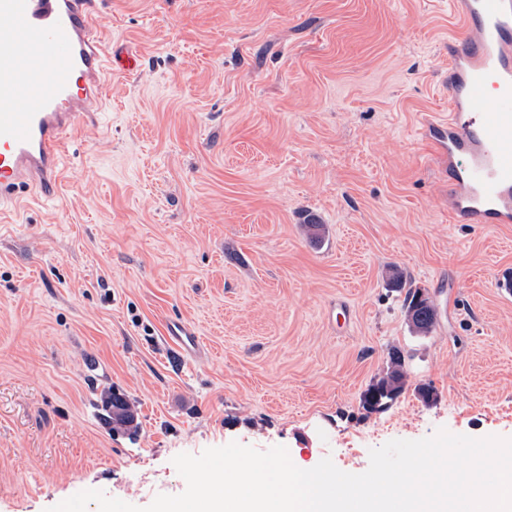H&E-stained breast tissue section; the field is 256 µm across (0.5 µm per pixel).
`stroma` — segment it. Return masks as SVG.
Returning <instances> with one entry per match:
<instances>
[{
	"label": "stroma",
	"instance_id": "stroma-1",
	"mask_svg": "<svg viewBox=\"0 0 512 512\" xmlns=\"http://www.w3.org/2000/svg\"><path fill=\"white\" fill-rule=\"evenodd\" d=\"M98 10L107 110L57 200L0 218V512L86 489L145 507L184 492L176 455L233 441L357 474L441 428L512 439V224L450 223L420 134L448 115L451 0ZM393 268L434 304L428 335ZM395 348L404 390L365 412Z\"/></svg>",
	"mask_w": 512,
	"mask_h": 512
}]
</instances>
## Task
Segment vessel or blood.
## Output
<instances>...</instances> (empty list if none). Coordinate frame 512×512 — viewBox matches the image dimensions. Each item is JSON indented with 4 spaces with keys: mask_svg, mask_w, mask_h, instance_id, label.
Here are the masks:
<instances>
[{
    "mask_svg": "<svg viewBox=\"0 0 512 512\" xmlns=\"http://www.w3.org/2000/svg\"><path fill=\"white\" fill-rule=\"evenodd\" d=\"M448 121L424 135L448 165L457 224L512 223V0H453ZM112 54L97 0H0V212L58 195L63 147L97 123Z\"/></svg>",
    "mask_w": 512,
    "mask_h": 512,
    "instance_id": "obj_1",
    "label": "vessel or blood"
}]
</instances>
